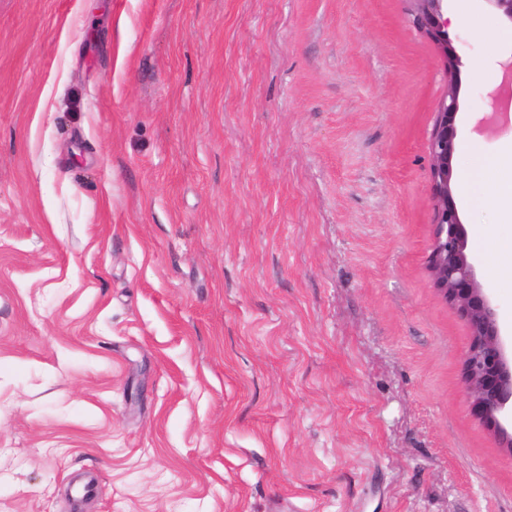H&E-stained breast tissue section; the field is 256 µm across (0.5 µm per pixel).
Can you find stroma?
Instances as JSON below:
<instances>
[{
	"label": "stroma",
	"mask_w": 512,
	"mask_h": 512,
	"mask_svg": "<svg viewBox=\"0 0 512 512\" xmlns=\"http://www.w3.org/2000/svg\"><path fill=\"white\" fill-rule=\"evenodd\" d=\"M462 176L512 153L448 0ZM411 0H0V512H512L426 270ZM455 199L512 338V210Z\"/></svg>",
	"instance_id": "35a3bbf8"
}]
</instances>
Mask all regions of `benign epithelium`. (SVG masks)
Segmentation results:
<instances>
[{
    "instance_id": "1",
    "label": "benign epithelium",
    "mask_w": 512,
    "mask_h": 512,
    "mask_svg": "<svg viewBox=\"0 0 512 512\" xmlns=\"http://www.w3.org/2000/svg\"><path fill=\"white\" fill-rule=\"evenodd\" d=\"M415 2L416 24L441 47L449 78L448 95L437 112L428 145L435 219L426 267L441 299L469 328L463 374L470 411L498 438L500 447L512 453V353L499 329L496 309L476 280L468 232L452 189L461 59L448 41L446 0Z\"/></svg>"
}]
</instances>
